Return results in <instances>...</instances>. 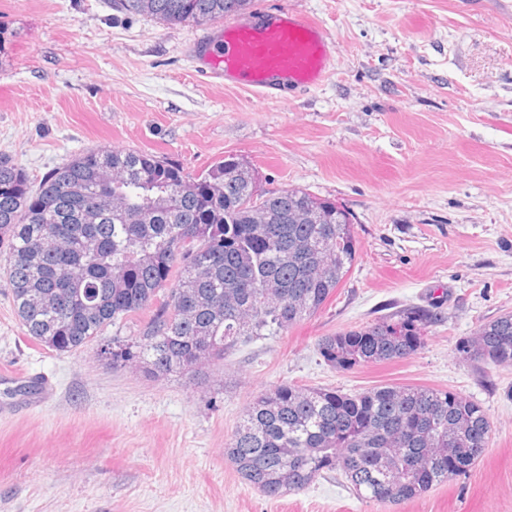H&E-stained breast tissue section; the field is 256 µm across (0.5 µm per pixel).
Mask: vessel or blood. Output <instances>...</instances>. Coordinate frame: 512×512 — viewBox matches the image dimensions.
I'll return each mask as SVG.
<instances>
[{
    "mask_svg": "<svg viewBox=\"0 0 512 512\" xmlns=\"http://www.w3.org/2000/svg\"><path fill=\"white\" fill-rule=\"evenodd\" d=\"M220 51L193 44L202 75L228 85L250 87L263 97H275L287 86L308 88L328 74L334 51L322 25L286 9H257L254 16L220 22L212 35Z\"/></svg>",
    "mask_w": 512,
    "mask_h": 512,
    "instance_id": "b4317fda",
    "label": "vessel or blood"
}]
</instances>
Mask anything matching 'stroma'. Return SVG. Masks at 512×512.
<instances>
[{
	"mask_svg": "<svg viewBox=\"0 0 512 512\" xmlns=\"http://www.w3.org/2000/svg\"><path fill=\"white\" fill-rule=\"evenodd\" d=\"M315 16L335 47L288 103L202 76L170 26L120 0H0V158L32 182L90 149L198 174L243 160L263 192L303 187L350 210L356 261L323 308L199 371L151 378L98 344L57 353L25 335L0 253V512H512V367L460 358L512 312V0H262ZM418 307L435 320L406 359L334 369L321 337ZM54 396L31 407L13 378ZM280 383L447 389L492 422L466 475L396 506L329 474L271 499L224 456L249 403Z\"/></svg>",
	"mask_w": 512,
	"mask_h": 512,
	"instance_id": "obj_1",
	"label": "stroma"
}]
</instances>
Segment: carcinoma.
<instances>
[{"label": "carcinoma", "instance_id": "cac0c4a2", "mask_svg": "<svg viewBox=\"0 0 512 512\" xmlns=\"http://www.w3.org/2000/svg\"><path fill=\"white\" fill-rule=\"evenodd\" d=\"M252 3L121 0L127 11L188 26ZM0 244L25 335L70 353L148 310L142 335L110 355L150 377L193 371L288 331L323 307L357 254L344 206L300 187L262 194L235 157L192 176L154 155L111 149L82 152L37 186L0 159ZM433 320L402 309L322 337L319 354L341 370L404 359L424 347ZM459 352L511 367L512 314L479 325ZM490 436L484 408L452 391L281 383L254 399L224 455L269 498L335 472L357 498L392 506L466 474Z\"/></svg>", "mask_w": 512, "mask_h": 512}]
</instances>
